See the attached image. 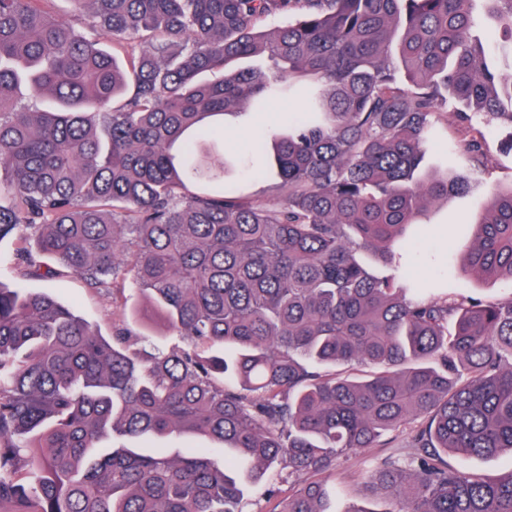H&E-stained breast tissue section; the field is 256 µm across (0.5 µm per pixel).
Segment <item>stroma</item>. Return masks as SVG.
Returning <instances> with one entry per match:
<instances>
[{
  "label": "stroma",
  "instance_id": "35a3bbf8",
  "mask_svg": "<svg viewBox=\"0 0 512 512\" xmlns=\"http://www.w3.org/2000/svg\"><path fill=\"white\" fill-rule=\"evenodd\" d=\"M437 134L431 144L429 161L441 164L453 155L462 133L463 125L453 108L442 109L437 117ZM512 139V132L489 130L485 148L490 159L489 172L479 174L482 189L469 195L450 199L429 207L421 217L429 231L419 250L404 254L402 270L410 279L418 282L432 281L438 288L455 289L460 285L459 265L472 240L471 230L460 227L461 218L478 219L486 200V186L512 184V152L505 150L504 142ZM239 135L224 141V176L226 181L237 186L241 195L273 205L277 196L267 190L266 183L251 179L238 164ZM28 288L45 292L57 300L72 306L103 335L112 333L111 297L107 289L92 288L78 275L60 270L50 281L31 280ZM410 436L408 432L394 433L388 444L366 448L356 454L340 458L329 479L336 487L333 506L336 512H348L350 507L366 505L369 492L364 484L367 472L384 460L393 458L406 460Z\"/></svg>",
  "mask_w": 512,
  "mask_h": 512
}]
</instances>
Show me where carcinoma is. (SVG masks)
Segmentation results:
<instances>
[{
    "mask_svg": "<svg viewBox=\"0 0 512 512\" xmlns=\"http://www.w3.org/2000/svg\"><path fill=\"white\" fill-rule=\"evenodd\" d=\"M478 1L512 58V0H73L123 64L45 0H0V240L113 305L109 341L0 285V512H247L264 481L294 488L273 512H335L336 459L406 426L409 464L348 512H512V472L445 461L512 455V293L409 297L395 270L427 206L477 186L426 166L438 111L465 116L473 168V118L512 127ZM23 85L55 108L19 106ZM292 95L239 148L280 203L245 201L224 116ZM462 279L512 284V186L490 188ZM128 282L185 347L131 342ZM182 435L217 447L117 444ZM448 465L467 472H475L480 475L497 478L508 473L512 467V460L508 455L477 458L457 453H448Z\"/></svg>",
    "mask_w": 512,
    "mask_h": 512,
    "instance_id": "1",
    "label": "carcinoma"
}]
</instances>
